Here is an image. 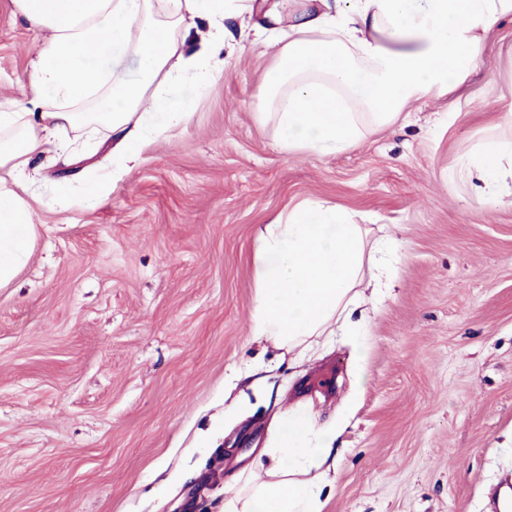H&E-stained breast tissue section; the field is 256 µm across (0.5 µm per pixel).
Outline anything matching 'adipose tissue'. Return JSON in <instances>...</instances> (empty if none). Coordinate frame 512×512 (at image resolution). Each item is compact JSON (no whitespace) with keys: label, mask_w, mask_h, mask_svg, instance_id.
<instances>
[{"label":"adipose tissue","mask_w":512,"mask_h":512,"mask_svg":"<svg viewBox=\"0 0 512 512\" xmlns=\"http://www.w3.org/2000/svg\"><path fill=\"white\" fill-rule=\"evenodd\" d=\"M30 25L48 31L29 73L31 111L0 102V288L33 252L32 206L13 190L33 161L65 152L61 131L100 126L123 163L186 125L191 96L224 72L210 56L188 57L178 32L209 18L216 44L224 21L254 18L253 33L277 52L258 88L259 123L273 122L281 148L328 155L358 147L396 122L414 100L451 93L484 63L488 36L512 20V0H13ZM137 79L118 72L127 59ZM491 205L512 181V142L492 141L462 168ZM391 253L367 244L361 225L308 201L272 216L255 256L249 333L292 352L331 336L363 284L382 302ZM342 323V322H341ZM335 428L311 430L280 417L266 449L264 479L234 474L222 512H324L325 467Z\"/></svg>","instance_id":"ef3b65f1"}]
</instances>
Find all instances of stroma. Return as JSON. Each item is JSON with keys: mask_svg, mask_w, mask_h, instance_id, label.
<instances>
[{"mask_svg": "<svg viewBox=\"0 0 512 512\" xmlns=\"http://www.w3.org/2000/svg\"><path fill=\"white\" fill-rule=\"evenodd\" d=\"M43 37L0 0V102L23 100ZM252 37L227 23L223 76L121 179L111 139L84 130L65 134L70 164L26 181L39 234L0 289V512H175L193 488L196 512H221L299 409L347 423L325 512H488L512 485V189L490 207L459 175L512 140V22L464 87L326 156L257 123L272 52L241 49ZM306 201L398 246L365 357L336 335L295 363L249 334L259 231Z\"/></svg>", "mask_w": 512, "mask_h": 512, "instance_id": "35a3bbf8", "label": "stroma"}]
</instances>
